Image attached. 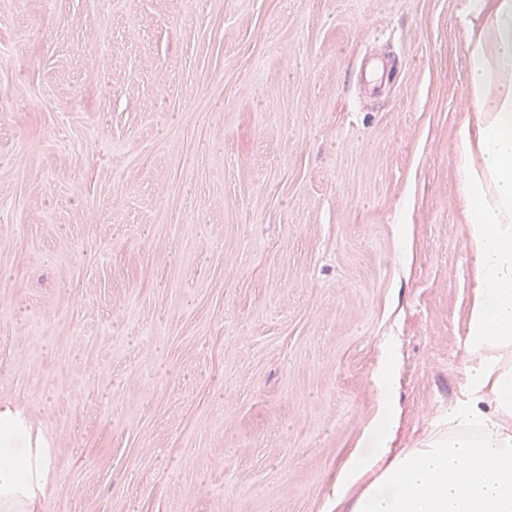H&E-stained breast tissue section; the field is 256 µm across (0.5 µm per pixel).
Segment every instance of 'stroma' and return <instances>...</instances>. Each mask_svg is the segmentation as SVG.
Listing matches in <instances>:
<instances>
[{
    "instance_id": "1",
    "label": "stroma",
    "mask_w": 512,
    "mask_h": 512,
    "mask_svg": "<svg viewBox=\"0 0 512 512\" xmlns=\"http://www.w3.org/2000/svg\"><path fill=\"white\" fill-rule=\"evenodd\" d=\"M467 0H0V406L40 512H323L397 359L448 425Z\"/></svg>"
}]
</instances>
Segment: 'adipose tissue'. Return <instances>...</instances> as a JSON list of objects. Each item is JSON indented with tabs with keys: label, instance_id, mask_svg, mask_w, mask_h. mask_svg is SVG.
Returning a JSON list of instances; mask_svg holds the SVG:
<instances>
[{
	"label": "adipose tissue",
	"instance_id": "obj_1",
	"mask_svg": "<svg viewBox=\"0 0 512 512\" xmlns=\"http://www.w3.org/2000/svg\"><path fill=\"white\" fill-rule=\"evenodd\" d=\"M489 26L470 32L474 117L459 130L475 285L461 396L448 430L398 454L354 450L327 512H512V0H470ZM0 411V512H39L52 452L24 445Z\"/></svg>",
	"mask_w": 512,
	"mask_h": 512
}]
</instances>
